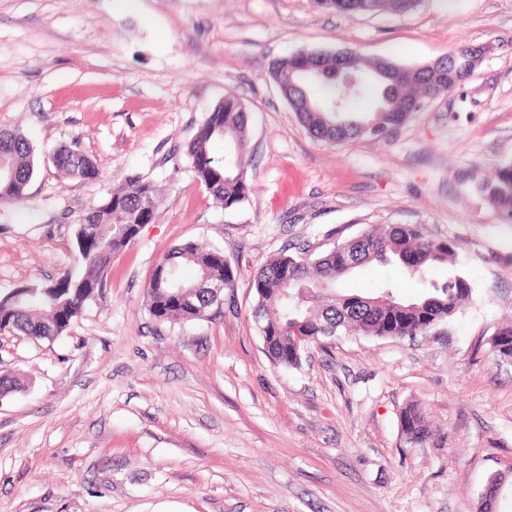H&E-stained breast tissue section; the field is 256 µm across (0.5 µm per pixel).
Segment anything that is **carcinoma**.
Segmentation results:
<instances>
[{
    "label": "carcinoma",
    "instance_id": "obj_1",
    "mask_svg": "<svg viewBox=\"0 0 512 512\" xmlns=\"http://www.w3.org/2000/svg\"><path fill=\"white\" fill-rule=\"evenodd\" d=\"M316 4L346 15L387 10L396 14L412 10L418 0H315ZM317 63L336 70V53L299 51L271 63L270 76L278 85L302 125L319 139L338 142L365 138L373 142L389 139L407 120L405 106L434 94L428 75L417 71L392 87L382 112H355L351 102L369 90L381 94L380 84L363 81L352 91L342 83L316 84L296 91L291 83L296 70ZM344 102L342 112H319L333 101ZM224 142V157L211 152L214 141ZM248 120L246 107L234 96L224 97L208 113L188 143L187 156L205 190L226 210L241 207L249 197ZM53 165L64 174L86 181L100 178L94 163L81 152L61 148ZM35 172L33 149L19 132L0 130V205H18L27 196ZM478 193L492 206L512 217V164L498 167L481 180ZM160 198L155 185L132 179L111 190L106 201L88 211L74 231L78 271H69L41 285H23L0 297V334L21 332L36 341L52 342L66 333L87 304L105 285L112 257L131 244L129 229L156 218ZM339 250L315 254L302 249L267 261L253 275L254 320L259 324L263 347L271 362L281 368L298 369L308 347L339 333L377 338L425 335L450 321L472 300L469 280L455 268L456 245L450 240L425 237L413 224L372 228L356 242L336 243ZM396 263L410 276L425 277L438 267L448 268V279L430 284L419 297L404 300L395 286L384 284L370 296L342 292L339 281L362 266ZM191 267L195 277L183 270ZM237 269L224 252L194 241L182 243L157 262L147 285L150 314L162 324L181 325L209 318L218 298L213 284L221 282L233 292ZM310 337L296 345L294 330ZM501 342L498 360L512 359V323L494 333L491 344ZM400 426L406 439L423 447L433 432L414 407L401 412Z\"/></svg>",
    "mask_w": 512,
    "mask_h": 512
}]
</instances>
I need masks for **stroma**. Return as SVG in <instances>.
<instances>
[{
  "mask_svg": "<svg viewBox=\"0 0 512 512\" xmlns=\"http://www.w3.org/2000/svg\"><path fill=\"white\" fill-rule=\"evenodd\" d=\"M483 48L470 77L384 143L334 144L300 123L269 74L301 50L353 49L406 67ZM249 117L253 188L216 205L186 148L225 95ZM33 145L21 204L0 207V294L75 269L74 228L112 188L163 193L115 255L99 296L54 342L0 335V512H476L512 477V365L491 351L512 321V220L478 194L512 163V0H420L345 15L312 0H0V129ZM75 146L101 177L62 176ZM416 224L458 246L473 300L438 335H342L300 369L274 366L250 312L253 273L371 225ZM223 250L237 286L212 319L170 326L146 286L172 247ZM425 290L372 263L343 291ZM417 406L435 434L406 442Z\"/></svg>",
  "mask_w": 512,
  "mask_h": 512,
  "instance_id": "stroma-1",
  "label": "stroma"
}]
</instances>
